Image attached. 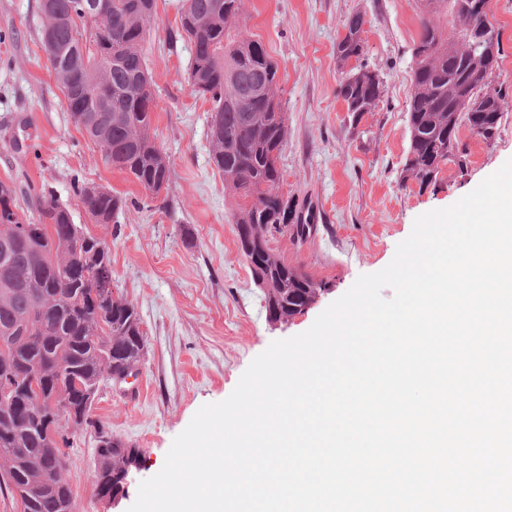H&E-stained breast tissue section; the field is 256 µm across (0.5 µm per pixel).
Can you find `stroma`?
Masks as SVG:
<instances>
[{"label":"stroma","mask_w":512,"mask_h":512,"mask_svg":"<svg viewBox=\"0 0 512 512\" xmlns=\"http://www.w3.org/2000/svg\"><path fill=\"white\" fill-rule=\"evenodd\" d=\"M40 5L0 0V182L15 186L23 208L41 187L69 204L75 223L107 242L112 286L142 319L146 348L136 376L102 383L90 420L69 428L66 450L75 512H127L140 482L163 468L174 438L201 406L228 398L272 341L305 332L360 275L385 268L418 216L453 205L512 159V0L489 3L501 35L499 133L487 143L460 128L466 167L448 163L424 189L402 179L412 48L421 28L417 0H246L242 24L279 68L287 126L280 190L313 216L304 238L275 233L269 246L322 286L302 314L278 325L268 321L240 251L236 199L211 160V104L188 84L192 45L170 36L179 0H155L143 46L160 104L157 141L170 159L168 185L156 197L107 165L75 126L42 48ZM354 14L365 19L360 63L383 82L380 102L357 120L338 94L336 57ZM81 184L106 187L125 208L112 223H93L76 193ZM103 431L142 457L115 502L98 490L94 449Z\"/></svg>","instance_id":"obj_1"}]
</instances>
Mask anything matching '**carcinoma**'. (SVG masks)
Wrapping results in <instances>:
<instances>
[{
  "label": "carcinoma",
  "mask_w": 512,
  "mask_h": 512,
  "mask_svg": "<svg viewBox=\"0 0 512 512\" xmlns=\"http://www.w3.org/2000/svg\"><path fill=\"white\" fill-rule=\"evenodd\" d=\"M87 0H42L41 40L66 111L106 164L126 172L157 195L169 179V160L156 142L158 106L142 45L154 19L155 0H106L99 23L85 15ZM421 32L412 56L409 148L403 179L421 187L437 181L450 162L467 165L460 127L486 142L504 118L503 95L493 86L494 63L471 49L464 32L470 19L455 14L456 0H418ZM245 0H182L177 33L192 44L188 82L211 103V160L224 184L246 199L234 213L240 250L255 284L263 289L268 320L289 322L314 302L317 284L276 257L268 236L291 228L302 238L311 215L280 192L277 161L287 129L276 102L278 72L263 44L238 27ZM451 15L459 38L433 17ZM336 45L346 63L364 51V19L345 22ZM339 96L360 116L382 97L378 74L363 67L344 72ZM481 98L486 112L470 111ZM16 189L0 183V480L16 491L23 512H74L64 471L69 445L61 422L85 424L99 384L132 371L145 348L134 304L100 288L112 277L106 242L74 223L69 206L41 191L32 198L37 219L19 213ZM83 207L97 224H110L125 201L83 184ZM99 494L124 491V479L141 460L110 435L98 437Z\"/></svg>",
  "instance_id": "carcinoma-1"
}]
</instances>
